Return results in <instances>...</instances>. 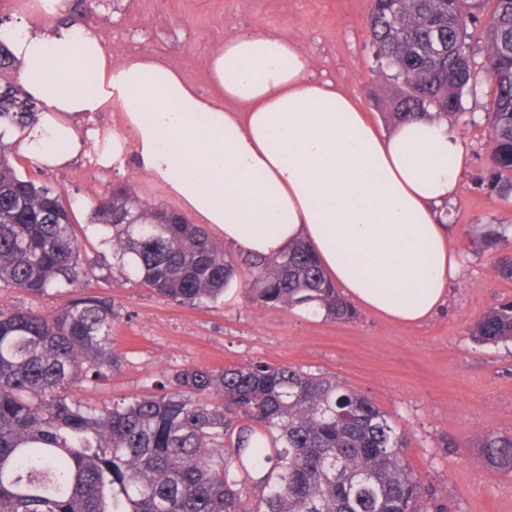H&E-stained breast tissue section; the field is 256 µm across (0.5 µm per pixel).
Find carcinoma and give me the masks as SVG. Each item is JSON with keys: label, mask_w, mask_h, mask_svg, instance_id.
<instances>
[{"label": "carcinoma", "mask_w": 512, "mask_h": 512, "mask_svg": "<svg viewBox=\"0 0 512 512\" xmlns=\"http://www.w3.org/2000/svg\"><path fill=\"white\" fill-rule=\"evenodd\" d=\"M490 82L485 179L512 197V0H371L377 96L397 120L454 117L476 92L474 30ZM0 39V123L43 111L12 73ZM68 192L44 182L0 140V285L32 296L95 277ZM101 245L130 279L179 304L206 307L248 271L260 304L353 316L302 242L280 255L234 256L200 224L120 185L90 207ZM512 282V253L494 263ZM119 307L80 290L40 314L0 308V512H443L407 458L404 429L364 393L291 367L184 368L155 393L90 406L74 388L121 369ZM482 344L512 341V302L471 327ZM488 469L512 473V436L487 433Z\"/></svg>", "instance_id": "carcinoma-1"}]
</instances>
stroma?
Returning <instances> with one entry per match:
<instances>
[{"instance_id": "stroma-1", "label": "stroma", "mask_w": 512, "mask_h": 512, "mask_svg": "<svg viewBox=\"0 0 512 512\" xmlns=\"http://www.w3.org/2000/svg\"><path fill=\"white\" fill-rule=\"evenodd\" d=\"M144 24L163 29L147 43L149 55L174 58L185 77L205 85V58L237 31L261 28L297 38L326 76L378 125L391 121L373 97L384 78L373 61L366 17L369 0H131ZM464 112L450 124L461 130L469 154L461 191L448 205L451 244L461 253V275L448 290L442 310L426 323L406 328L357 310L353 319L261 305L234 283L223 300L208 308L180 305L102 270L90 289L108 292L121 310L112 344L124 352L121 372L78 387L76 395L96 406L143 394L162 373L185 367L218 369L264 362L321 374L353 387L403 426L408 458L425 487L448 512H512V475L491 473L472 442L485 433L512 434V342L477 344L473 323L488 309L512 300V282L499 279L493 265L512 250V197L481 185L490 146L484 115L486 81L463 100ZM43 179L65 189L81 206L128 183L142 199L175 208V201L137 172L98 173L78 162ZM502 231L496 242L481 238Z\"/></svg>"}]
</instances>
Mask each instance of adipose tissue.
I'll return each instance as SVG.
<instances>
[{
    "label": "adipose tissue",
    "mask_w": 512,
    "mask_h": 512,
    "mask_svg": "<svg viewBox=\"0 0 512 512\" xmlns=\"http://www.w3.org/2000/svg\"><path fill=\"white\" fill-rule=\"evenodd\" d=\"M61 2L33 0L45 27L8 31L46 109L25 128L1 126V140L42 168L87 159L116 175L137 170L242 255L306 243L351 303L394 323L413 327L440 309L463 266L447 210L468 163L447 121L420 115L384 129L316 75L299 41L259 28L212 50L204 90L165 60H114L95 28L59 21ZM89 61L97 88L85 92ZM115 107L121 125H100Z\"/></svg>",
    "instance_id": "1"
}]
</instances>
